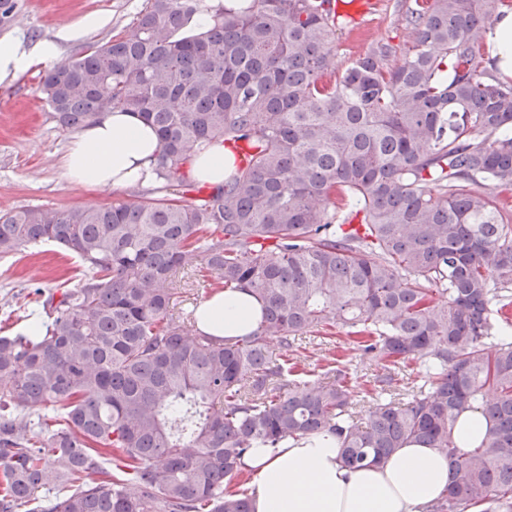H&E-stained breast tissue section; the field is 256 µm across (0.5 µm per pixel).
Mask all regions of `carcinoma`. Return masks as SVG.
Listing matches in <instances>:
<instances>
[{
	"label": "carcinoma",
	"instance_id": "1",
	"mask_svg": "<svg viewBox=\"0 0 512 512\" xmlns=\"http://www.w3.org/2000/svg\"><path fill=\"white\" fill-rule=\"evenodd\" d=\"M327 2L147 0L130 34L42 75L62 130L131 112L160 138L162 190L207 196L0 213V258L52 242L84 267L34 291L36 334L0 335V512H251L227 489L245 453L320 432L353 468L412 440L445 454L431 512H512V84L482 52L512 0H414L411 46L341 73ZM216 143L224 183L190 179ZM186 269L252 289L257 330L188 338L194 310L171 313ZM335 326L377 368L362 410L357 371L314 383L284 358ZM471 410L488 428L464 450ZM487 423L479 411L463 414L454 430L459 447L470 448L478 445L486 431Z\"/></svg>",
	"mask_w": 512,
	"mask_h": 512
}]
</instances>
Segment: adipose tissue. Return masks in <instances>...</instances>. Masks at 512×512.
Returning a JSON list of instances; mask_svg holds the SVG:
<instances>
[{"mask_svg":"<svg viewBox=\"0 0 512 512\" xmlns=\"http://www.w3.org/2000/svg\"><path fill=\"white\" fill-rule=\"evenodd\" d=\"M154 130L128 112L101 114L71 140L63 161L72 182L101 190L155 186ZM262 303L250 289L216 290L198 306L197 330L235 339L261 319ZM340 442L323 433L287 438L274 448L251 449L243 460L252 512H420L448 485V459L411 441L381 465L349 468Z\"/></svg>","mask_w":512,"mask_h":512,"instance_id":"1","label":"adipose tissue"}]
</instances>
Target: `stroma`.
<instances>
[{"label":"stroma","instance_id":"1","mask_svg":"<svg viewBox=\"0 0 512 512\" xmlns=\"http://www.w3.org/2000/svg\"><path fill=\"white\" fill-rule=\"evenodd\" d=\"M399 0H376L365 14L363 33L339 31L336 65L347 68L364 53L370 40L403 46L411 39L401 23ZM146 0H7L0 6V43L22 41L31 48L44 41L57 42L56 59L33 61L25 70L0 77V212L42 205L58 210L76 206H109L133 198L131 189L94 190L69 182L62 167L69 133L60 130L50 115L41 87V75L55 61L81 55L91 46L131 32ZM77 258L62 254L46 242L0 258V324L10 332L25 330L37 306L30 286L56 288L68 278H79ZM289 357L313 376L335 357H345L361 380L353 399L366 403L370 396L362 383L375 366L346 342L341 328L304 334Z\"/></svg>","mask_w":512,"mask_h":512}]
</instances>
